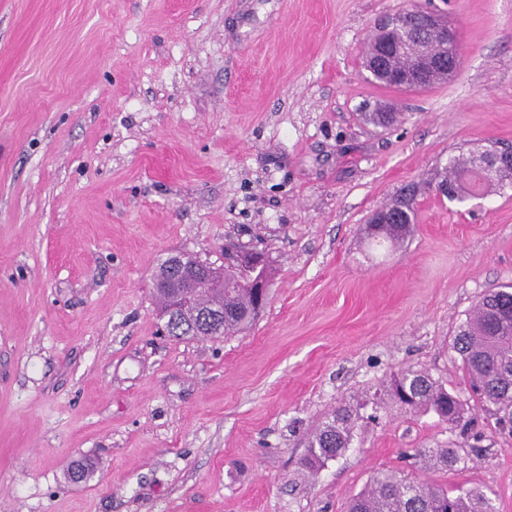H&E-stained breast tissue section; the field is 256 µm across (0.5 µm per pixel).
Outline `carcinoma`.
Masks as SVG:
<instances>
[{"instance_id": "1", "label": "carcinoma", "mask_w": 512, "mask_h": 512, "mask_svg": "<svg viewBox=\"0 0 512 512\" xmlns=\"http://www.w3.org/2000/svg\"><path fill=\"white\" fill-rule=\"evenodd\" d=\"M420 63L418 52L408 50L395 60L392 69L410 73ZM473 157L453 159L442 176L444 182L457 183L454 199L464 201L478 187L473 174ZM414 212L401 218L398 224H380L375 234L366 235L378 245L404 241L411 233ZM215 276L224 279V287L207 288L196 295L200 311L220 315L219 325L208 329L211 336H223L247 329L256 317L252 289L237 284L235 263L216 268ZM173 288L155 289L159 317L175 338L198 337L201 329L191 327L175 315ZM452 349L468 376L473 397L495 408L501 417L512 420V284L488 291L467 312L465 320L453 336ZM391 401L409 412L434 413L457 428L464 420L468 400L448 391L445 384L430 373L409 367L382 383L368 396L365 403L380 406ZM362 416L353 409L339 407L307 439V454L302 465L309 472L342 456L354 440ZM415 455L430 466H452L462 460L454 448H419ZM349 512H497L494 500L482 491L448 488L441 484L424 483L402 472L380 471L370 485L352 500Z\"/></svg>"}]
</instances>
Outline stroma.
Wrapping results in <instances>:
<instances>
[{"mask_svg": "<svg viewBox=\"0 0 512 512\" xmlns=\"http://www.w3.org/2000/svg\"><path fill=\"white\" fill-rule=\"evenodd\" d=\"M418 2L461 63L402 91L363 53L407 0H0V512H347L388 469L512 512V431L475 401L480 451L454 467L412 452L458 430L393 403L301 465L325 417L405 368L468 396L452 338L512 283V187L433 189L450 158L512 145V0ZM411 182L412 234L373 249L368 220ZM234 245L270 260L265 309L167 336L159 263Z\"/></svg>", "mask_w": 512, "mask_h": 512, "instance_id": "35a3bbf8", "label": "stroma"}]
</instances>
